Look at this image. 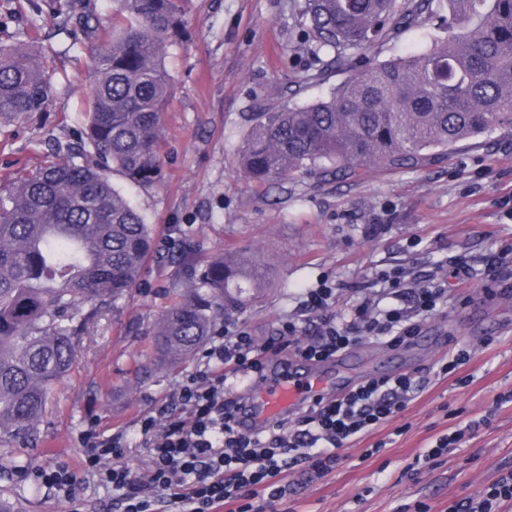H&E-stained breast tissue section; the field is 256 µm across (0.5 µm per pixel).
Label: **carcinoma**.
Here are the masks:
<instances>
[{"label":"carcinoma","instance_id":"carcinoma-1","mask_svg":"<svg viewBox=\"0 0 512 512\" xmlns=\"http://www.w3.org/2000/svg\"><path fill=\"white\" fill-rule=\"evenodd\" d=\"M92 56L88 129L66 167L49 154L0 196V443L34 438L53 385L71 369L98 313L127 297L153 229L111 173L159 177L170 94L163 50L182 27L181 0H117ZM317 60L350 72L305 105H264L240 150L249 180L276 184L312 169L360 178L417 170L457 147L512 129V0H304ZM429 29L426 47L380 61L379 42ZM52 75L24 43L0 46V125L49 105ZM154 327L159 361L189 357L215 330L212 312L260 298L267 266L239 250L196 267ZM88 306L82 311V306Z\"/></svg>","mask_w":512,"mask_h":512}]
</instances>
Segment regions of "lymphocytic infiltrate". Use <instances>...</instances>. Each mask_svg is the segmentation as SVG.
I'll use <instances>...</instances> for the list:
<instances>
[{
	"instance_id": "1",
	"label": "lymphocytic infiltrate",
	"mask_w": 512,
	"mask_h": 512,
	"mask_svg": "<svg viewBox=\"0 0 512 512\" xmlns=\"http://www.w3.org/2000/svg\"><path fill=\"white\" fill-rule=\"evenodd\" d=\"M349 315H328L336 289L328 280L306 289L298 314L282 320L276 336L255 341L228 323L209 337L200 361L167 398L140 420L149 453L145 471L121 465L122 435L89 430L80 470L68 464L39 469L40 482L70 504H79L86 480L111 488L121 512H255V500H283L288 471L325 475L335 469L352 440L375 433L403 413L422 391L410 373L358 384L336 396L316 395L300 415L243 432L244 405L236 383L259 382L273 356L291 352L310 364L334 360L365 340L400 344L417 336L425 320L448 300L444 280L407 282L401 270L378 273ZM394 306H384V299ZM405 307H398V300ZM512 506V472L465 498L448 512H506Z\"/></svg>"
}]
</instances>
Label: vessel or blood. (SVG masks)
<instances>
[{"instance_id":"obj_1","label":"vessel or blood","mask_w":512,"mask_h":512,"mask_svg":"<svg viewBox=\"0 0 512 512\" xmlns=\"http://www.w3.org/2000/svg\"><path fill=\"white\" fill-rule=\"evenodd\" d=\"M327 385L325 376L298 369L290 370L285 375L270 376L257 387V402L250 416L261 423L296 410L307 398L322 392Z\"/></svg>"}]
</instances>
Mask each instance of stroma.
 I'll return each mask as SVG.
<instances>
[{
  "instance_id": "obj_1",
  "label": "stroma",
  "mask_w": 512,
  "mask_h": 512,
  "mask_svg": "<svg viewBox=\"0 0 512 512\" xmlns=\"http://www.w3.org/2000/svg\"><path fill=\"white\" fill-rule=\"evenodd\" d=\"M37 2L42 14L33 24L18 0H0V45H52L45 60L58 92L47 111L0 129V189L44 161L47 140L68 157L87 120L95 44L81 30L63 31L54 12L60 0ZM301 2L184 0L185 28L165 48L172 93L162 115V179L137 186L112 177L152 225L155 247L140 284L101 315L54 385L36 444L0 447V493L20 512H71L36 471L61 461L80 466L89 428L123 432L124 464L145 469L139 420L197 365L192 357L157 367L151 349L154 324L185 286L177 258L186 249L200 266L243 246L269 263L271 286L261 302L224 314L260 341L323 277L337 286L340 312L382 270L448 279L446 309L418 337L402 345L368 340L323 366L351 386L411 373L424 382L420 396L402 416L345 447L326 476L289 474L292 493L261 512H448L450 501L512 470V401L502 399L512 392V130L420 170L373 168L354 180L303 174L275 186L247 180L238 153L256 102H311L345 77L333 68L308 81L316 64L300 26ZM299 80L305 86L298 92ZM497 253L504 261L490 266ZM460 257L469 265L463 285L451 275ZM464 345L470 361L438 376L439 357ZM484 414L489 425L434 467L410 470L436 438ZM375 444L379 452L366 456Z\"/></svg>"
}]
</instances>
